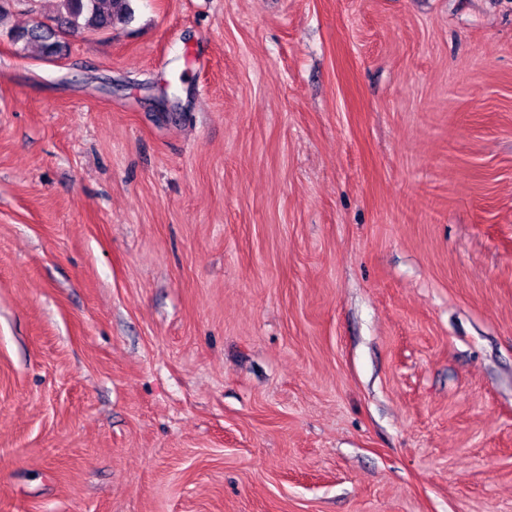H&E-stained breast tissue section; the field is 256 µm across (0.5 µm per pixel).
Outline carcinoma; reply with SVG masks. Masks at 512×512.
<instances>
[{"label":"carcinoma","instance_id":"1","mask_svg":"<svg viewBox=\"0 0 512 512\" xmlns=\"http://www.w3.org/2000/svg\"><path fill=\"white\" fill-rule=\"evenodd\" d=\"M133 15L131 0H59L53 24L37 21L16 33L15 39L25 46L39 45L43 54L50 57L60 47V35L79 29H110L115 20L128 22Z\"/></svg>","mask_w":512,"mask_h":512}]
</instances>
